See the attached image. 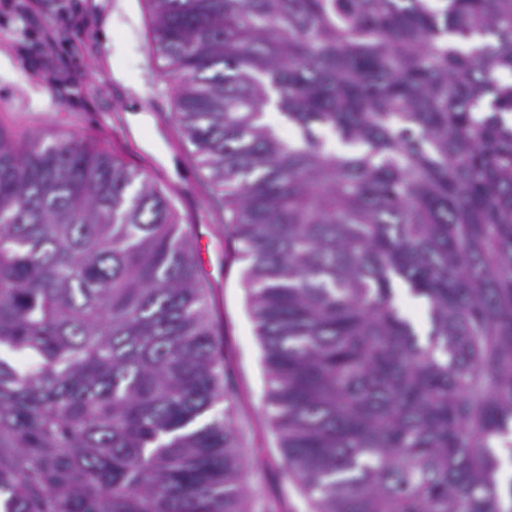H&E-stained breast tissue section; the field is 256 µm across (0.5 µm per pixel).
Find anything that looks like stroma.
I'll return each mask as SVG.
<instances>
[{"mask_svg": "<svg viewBox=\"0 0 512 512\" xmlns=\"http://www.w3.org/2000/svg\"><path fill=\"white\" fill-rule=\"evenodd\" d=\"M147 0H0V126L87 138L144 172L189 232L255 512H312L288 472L266 404L268 379L230 214L175 124L172 85L151 49Z\"/></svg>", "mask_w": 512, "mask_h": 512, "instance_id": "stroma-1", "label": "stroma"}]
</instances>
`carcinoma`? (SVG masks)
Returning <instances> with one entry per match:
<instances>
[{"label": "carcinoma", "mask_w": 512, "mask_h": 512, "mask_svg": "<svg viewBox=\"0 0 512 512\" xmlns=\"http://www.w3.org/2000/svg\"><path fill=\"white\" fill-rule=\"evenodd\" d=\"M148 5L313 512H512V0ZM222 401L169 201L89 140L0 128V512H252ZM394 303L403 314L419 323L418 329L422 334L428 331L426 310L421 300L410 295L404 287L396 285L394 288Z\"/></svg>", "instance_id": "carcinoma-1"}]
</instances>
